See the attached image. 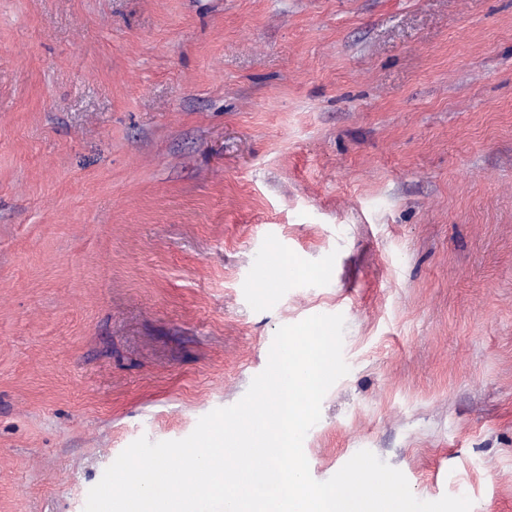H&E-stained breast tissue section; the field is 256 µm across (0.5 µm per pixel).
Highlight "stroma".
Returning <instances> with one entry per match:
<instances>
[{"label": "stroma", "instance_id": "1", "mask_svg": "<svg viewBox=\"0 0 512 512\" xmlns=\"http://www.w3.org/2000/svg\"><path fill=\"white\" fill-rule=\"evenodd\" d=\"M315 314L312 477L512 512V0H0V512H84Z\"/></svg>", "mask_w": 512, "mask_h": 512}]
</instances>
